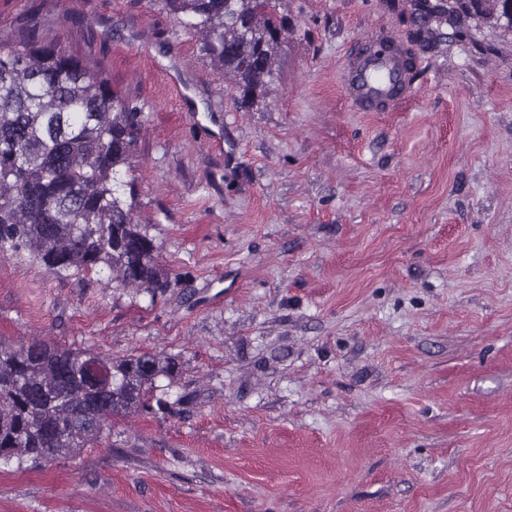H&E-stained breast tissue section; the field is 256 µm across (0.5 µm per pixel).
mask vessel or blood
I'll list each match as a JSON object with an SVG mask.
<instances>
[{
	"label": "vessel or blood",
	"mask_w": 512,
	"mask_h": 512,
	"mask_svg": "<svg viewBox=\"0 0 512 512\" xmlns=\"http://www.w3.org/2000/svg\"><path fill=\"white\" fill-rule=\"evenodd\" d=\"M379 39L356 45L346 57L343 84L353 107L360 112H385L410 98L415 86L403 72L402 56L383 54Z\"/></svg>",
	"instance_id": "1"
}]
</instances>
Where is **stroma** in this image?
Wrapping results in <instances>:
<instances>
[{"mask_svg": "<svg viewBox=\"0 0 512 512\" xmlns=\"http://www.w3.org/2000/svg\"><path fill=\"white\" fill-rule=\"evenodd\" d=\"M415 2L271 0L242 109L164 0H0L147 115L122 178L171 280L7 254L0 339L179 364L172 410L1 463L0 512H512V33L435 24L417 92L353 111L347 52Z\"/></svg>", "mask_w": 512, "mask_h": 512, "instance_id": "35a3bbf8", "label": "stroma"}]
</instances>
